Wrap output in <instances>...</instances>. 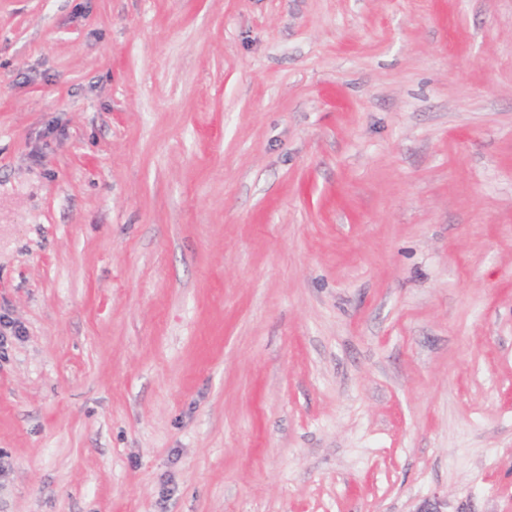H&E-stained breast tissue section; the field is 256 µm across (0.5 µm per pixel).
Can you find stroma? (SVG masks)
Listing matches in <instances>:
<instances>
[{
  "mask_svg": "<svg viewBox=\"0 0 512 512\" xmlns=\"http://www.w3.org/2000/svg\"><path fill=\"white\" fill-rule=\"evenodd\" d=\"M0 512H512V0H0Z\"/></svg>",
  "mask_w": 512,
  "mask_h": 512,
  "instance_id": "1",
  "label": "stroma"
}]
</instances>
